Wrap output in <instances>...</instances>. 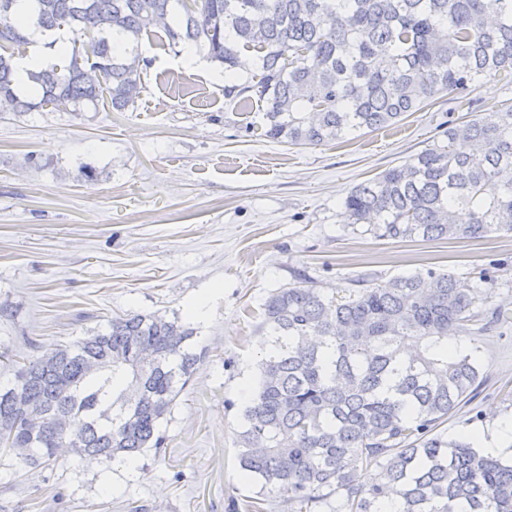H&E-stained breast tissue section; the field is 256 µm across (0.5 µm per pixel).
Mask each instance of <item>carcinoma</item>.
I'll return each instance as SVG.
<instances>
[{
	"label": "carcinoma",
	"instance_id": "cac0c4a2",
	"mask_svg": "<svg viewBox=\"0 0 512 512\" xmlns=\"http://www.w3.org/2000/svg\"><path fill=\"white\" fill-rule=\"evenodd\" d=\"M0 0V99L18 113L51 107L122 112L145 90L143 37L195 46L224 67V95L265 105L264 135L288 146L345 141L396 124L442 95L458 100L512 75V0ZM97 30L93 53L76 47ZM73 35L65 65L17 89L15 52L28 30ZM257 73L237 83L242 52ZM402 164L353 187L352 229L376 239H481L512 233V105L449 123ZM469 222H457V209ZM448 271L361 279L338 293L306 276L262 304L268 352L238 433L242 471L288 493L290 512H512V460L450 439L440 425L483 383L478 346L448 349L507 319ZM177 315L127 313L27 360L0 389V451L24 465L78 457L132 465L159 448L171 412L208 349ZM91 364L103 368L86 373ZM43 414V431L26 423ZM69 430L58 428L59 420Z\"/></svg>",
	"mask_w": 512,
	"mask_h": 512
}]
</instances>
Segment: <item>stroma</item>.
<instances>
[{
    "mask_svg": "<svg viewBox=\"0 0 512 512\" xmlns=\"http://www.w3.org/2000/svg\"><path fill=\"white\" fill-rule=\"evenodd\" d=\"M182 48L151 45L134 107L0 110V388L19 361L132 311L187 318L208 349L170 414L161 450L135 466L69 455L37 467L0 453V512H288L238 462L237 432L265 353L261 306L304 274L326 292L418 269L512 309V234L397 242L354 234L350 189L440 138L449 121L512 101V78L437 102L356 139L287 146L264 135L258 100L226 97L217 63L191 72ZM486 384L477 433L512 422V319L479 337Z\"/></svg>",
    "mask_w": 512,
    "mask_h": 512,
    "instance_id": "stroma-1",
    "label": "stroma"
}]
</instances>
